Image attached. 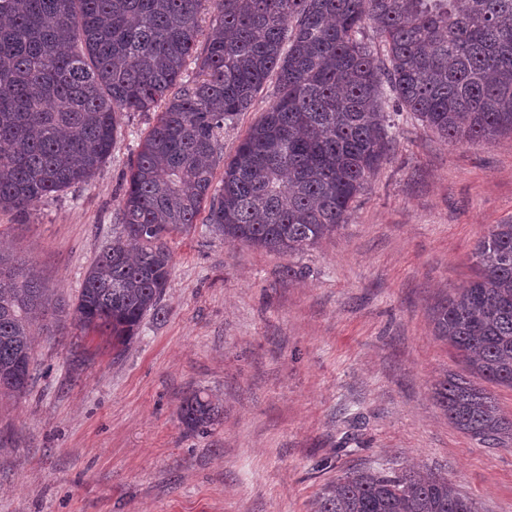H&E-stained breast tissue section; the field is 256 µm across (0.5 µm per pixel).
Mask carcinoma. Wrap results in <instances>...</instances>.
Instances as JSON below:
<instances>
[{
  "label": "carcinoma",
  "instance_id": "1",
  "mask_svg": "<svg viewBox=\"0 0 512 512\" xmlns=\"http://www.w3.org/2000/svg\"><path fill=\"white\" fill-rule=\"evenodd\" d=\"M0 19V210L27 214L89 181L117 148L116 113L158 112L130 167L121 235L74 303L0 258V390L10 395L30 386L33 374L17 369L35 361L33 326L49 311L114 349L158 317L168 238L202 211L224 240L288 257L347 224L388 156L387 96L454 144L512 132V0H0ZM370 22L384 62L358 38ZM190 60L198 76L185 81ZM272 76L273 104L223 157L224 123ZM474 257L479 276L437 307V333L470 373L512 390V222L491 225ZM434 396L484 447L512 441V415L467 377L446 375ZM222 413L200 390L178 408L191 433ZM314 512L478 510L448 477L406 468L347 472Z\"/></svg>",
  "mask_w": 512,
  "mask_h": 512
}]
</instances>
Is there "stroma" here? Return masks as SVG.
Returning <instances> with one entry per match:
<instances>
[{"label": "stroma", "mask_w": 512, "mask_h": 512, "mask_svg": "<svg viewBox=\"0 0 512 512\" xmlns=\"http://www.w3.org/2000/svg\"><path fill=\"white\" fill-rule=\"evenodd\" d=\"M273 100L269 83L225 124V154ZM393 120L386 162L313 248L289 258L198 223L173 236L163 311L124 352L39 328L27 393L0 394V512H313L325 484L378 467L448 476L479 512H512V447H482L433 396L463 369L435 309L475 277L490 225L512 221V132L459 145L412 113ZM155 121L118 113L89 183L28 217L0 210V256L74 300L121 229ZM194 390L224 406L205 434L178 419Z\"/></svg>", "instance_id": "1"}]
</instances>
